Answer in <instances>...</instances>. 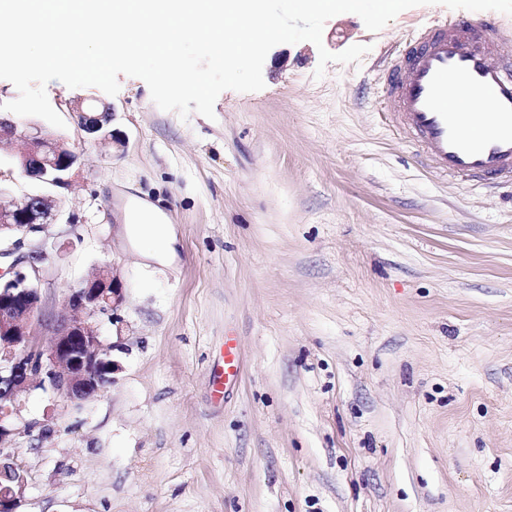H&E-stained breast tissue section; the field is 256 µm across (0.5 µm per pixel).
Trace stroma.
I'll return each instance as SVG.
<instances>
[{"instance_id": "1", "label": "stroma", "mask_w": 512, "mask_h": 512, "mask_svg": "<svg viewBox=\"0 0 512 512\" xmlns=\"http://www.w3.org/2000/svg\"><path fill=\"white\" fill-rule=\"evenodd\" d=\"M471 17L417 6L372 32L334 16L322 46H274L264 89L223 91L211 119L120 76L113 149L67 109L90 88L48 84L81 156L74 221L13 255L43 252L47 320L105 265L123 301L90 322L117 365L104 391L24 394L17 512H512V188L430 173L378 105L390 52ZM355 44L360 62L315 78L319 48ZM19 147L0 142L6 204L39 190ZM138 198L172 224L173 264L128 238Z\"/></svg>"}]
</instances>
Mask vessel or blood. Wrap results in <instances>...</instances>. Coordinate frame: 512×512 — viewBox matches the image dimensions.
<instances>
[{
	"mask_svg": "<svg viewBox=\"0 0 512 512\" xmlns=\"http://www.w3.org/2000/svg\"><path fill=\"white\" fill-rule=\"evenodd\" d=\"M463 90L482 100V130L472 128ZM381 106L437 176L512 184L511 29L453 20L413 35L384 75Z\"/></svg>",
	"mask_w": 512,
	"mask_h": 512,
	"instance_id": "1",
	"label": "vessel or blood"
}]
</instances>
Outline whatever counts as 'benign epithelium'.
<instances>
[{
    "label": "benign epithelium",
    "instance_id": "7a95c632",
    "mask_svg": "<svg viewBox=\"0 0 512 512\" xmlns=\"http://www.w3.org/2000/svg\"><path fill=\"white\" fill-rule=\"evenodd\" d=\"M86 136L96 142L121 147L111 122L113 107L95 97L68 103ZM18 137L24 142L15 159L21 174L47 189L59 192L71 187L79 155L60 136L37 130L20 131L0 116V137ZM62 200L47 193L25 196L9 206L0 204V240L21 232H43L61 216ZM42 255L32 253L27 266L21 260L10 267L9 277L0 273V443L13 434L11 420L18 415L16 401L34 383L49 384L65 400L80 403L112 382L111 347L91 333L89 320L116 309L122 301L119 280L108 266L71 288L64 301L69 314L45 323L37 263ZM48 327L50 341L43 343L38 328ZM19 489H0V512H16Z\"/></svg>",
    "mask_w": 512,
    "mask_h": 512
}]
</instances>
